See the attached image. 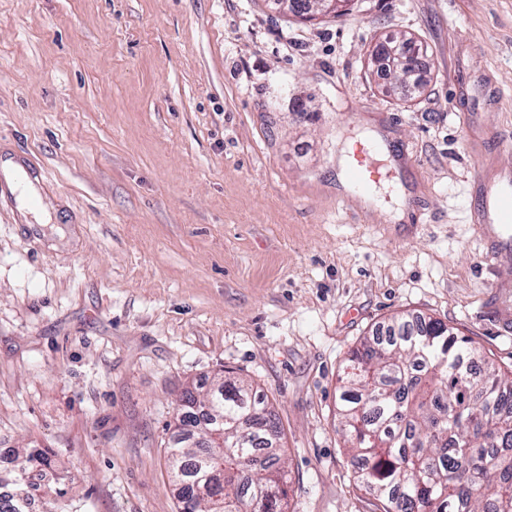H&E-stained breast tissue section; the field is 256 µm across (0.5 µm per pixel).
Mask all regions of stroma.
<instances>
[{"instance_id":"1","label":"stroma","mask_w":512,"mask_h":512,"mask_svg":"<svg viewBox=\"0 0 512 512\" xmlns=\"http://www.w3.org/2000/svg\"><path fill=\"white\" fill-rule=\"evenodd\" d=\"M394 35L418 97L378 69ZM509 130L512 0H0V161L53 215L0 196V448L67 477L35 512H178L165 426L225 371L280 422L287 512H375L336 409L360 339L420 314L512 368V251L473 222ZM357 166L351 171V179L356 187L365 188L369 181H375L379 177L378 168L373 165L363 149L356 151Z\"/></svg>"}]
</instances>
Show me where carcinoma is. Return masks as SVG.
Here are the masks:
<instances>
[{
  "label": "carcinoma",
  "mask_w": 512,
  "mask_h": 512,
  "mask_svg": "<svg viewBox=\"0 0 512 512\" xmlns=\"http://www.w3.org/2000/svg\"><path fill=\"white\" fill-rule=\"evenodd\" d=\"M169 447L179 512H282L281 428L266 396L226 376L184 392ZM338 414L356 482L377 512H512V372L483 362L437 319L397 318L364 339L344 369ZM224 429V456L209 430ZM0 512L63 477L40 448H0Z\"/></svg>",
  "instance_id": "cac0c4a2"
}]
</instances>
